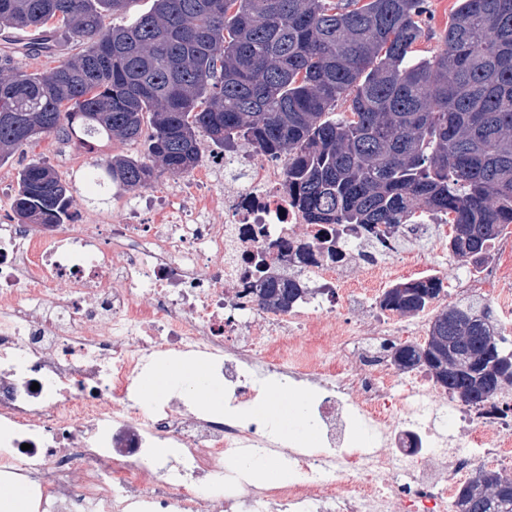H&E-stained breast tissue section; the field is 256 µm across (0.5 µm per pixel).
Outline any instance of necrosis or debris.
<instances>
[{
    "instance_id": "necrosis-or-debris-1",
    "label": "necrosis or debris",
    "mask_w": 512,
    "mask_h": 512,
    "mask_svg": "<svg viewBox=\"0 0 512 512\" xmlns=\"http://www.w3.org/2000/svg\"><path fill=\"white\" fill-rule=\"evenodd\" d=\"M285 179V159L231 147L204 178L97 223L0 224V482L29 512H454L480 465L512 474V395L465 406L396 369L394 334L336 317L351 268L398 275V244L339 239L336 261H286L324 237ZM259 262L306 295L260 306ZM183 354L223 381V412L182 391L141 396L143 373ZM274 379L312 393L315 445L256 422ZM279 459L296 479L225 466Z\"/></svg>"
}]
</instances>
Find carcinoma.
<instances>
[{
	"label": "carcinoma",
	"mask_w": 512,
	"mask_h": 512,
	"mask_svg": "<svg viewBox=\"0 0 512 512\" xmlns=\"http://www.w3.org/2000/svg\"><path fill=\"white\" fill-rule=\"evenodd\" d=\"M134 0H0V31L47 34L0 53V163L42 136L141 142V155L96 167L99 191L147 188L201 161V140L246 141L287 160L288 198L311 224L386 246L406 224H449L448 252L481 264L512 224V0H459L418 56L425 0H154L132 23L106 27ZM82 45L28 72L15 55ZM347 111L332 118L338 102ZM67 185L50 166L21 170L22 224H66ZM440 278L399 282L380 309L416 315ZM304 289L259 281L260 305L290 308ZM491 305L438 310L422 344L394 346L402 370L423 369L464 405L512 390V348ZM456 512H512V477L481 468Z\"/></svg>",
	"instance_id": "1"
}]
</instances>
